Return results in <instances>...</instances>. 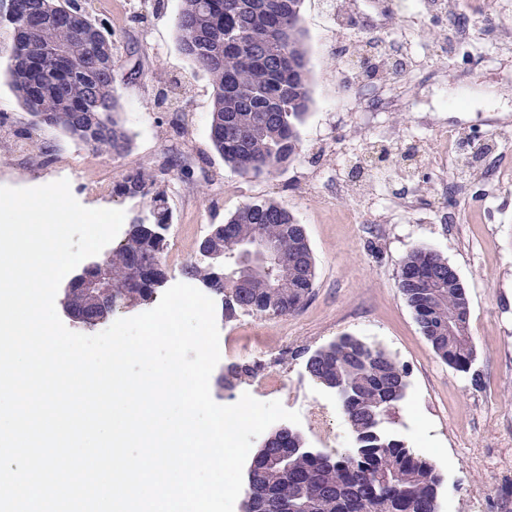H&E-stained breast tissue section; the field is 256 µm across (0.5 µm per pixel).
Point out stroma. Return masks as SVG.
<instances>
[{
	"label": "stroma",
	"mask_w": 512,
	"mask_h": 512,
	"mask_svg": "<svg viewBox=\"0 0 512 512\" xmlns=\"http://www.w3.org/2000/svg\"><path fill=\"white\" fill-rule=\"evenodd\" d=\"M391 14L382 29L362 14L339 20L340 0H304L310 103L300 128V156L276 172L246 177L225 166L208 139L212 86L181 53L180 0H97L96 19L118 35L114 86L120 119L132 140L120 157L88 150L57 127L33 125L13 93L7 55H0V186L29 188L68 180L88 208L133 214L140 198L114 194L133 170L153 173L166 191L173 224L164 253L169 283L196 252L210 225L242 204L282 203L304 224L316 262L307 302L294 314L269 318L216 308L226 352L210 377L221 405L242 394L302 411L307 400L333 405L327 443L300 423L307 448L350 449V429L334 391L305 371L307 357L350 334L385 349L407 371L406 396L383 420L389 435L411 449L425 446L442 476L440 512H512V0H462L470 36L457 45V18L432 0H373ZM396 42L406 68L394 86L410 111L379 113L366 124L368 81L344 56ZM487 139L490 152L473 169L506 173L495 187L468 184L446 166L444 132ZM185 169L170 167L171 155ZM448 191L427 188L439 167ZM361 192L340 197L337 185ZM441 252L467 290L476 358L469 372L435 355L398 288L402 258L412 249ZM259 362L256 378L224 388L226 365ZM283 386L270 388L269 375ZM481 384H474V377Z\"/></svg>",
	"instance_id": "35a3bbf8"
}]
</instances>
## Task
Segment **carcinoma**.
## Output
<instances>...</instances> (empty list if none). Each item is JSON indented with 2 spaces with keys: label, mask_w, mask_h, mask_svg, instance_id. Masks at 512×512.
I'll return each instance as SVG.
<instances>
[{
  "label": "carcinoma",
  "mask_w": 512,
  "mask_h": 512,
  "mask_svg": "<svg viewBox=\"0 0 512 512\" xmlns=\"http://www.w3.org/2000/svg\"><path fill=\"white\" fill-rule=\"evenodd\" d=\"M19 16H6L12 29L9 53L11 86L35 125L77 136L76 125L97 130L82 140L90 150L112 156L131 144L119 120L120 103L112 78L93 69L99 59H117L109 31L75 3L50 0L53 16L45 30L32 34ZM303 0H181L177 30L182 52L197 71L209 76L213 105L208 136L224 164L243 176L270 174L300 152V126L310 102L308 46L301 26ZM112 191L147 201L129 221L123 241L106 255L111 298L83 323L93 328L120 308L149 305L166 278L145 287L132 284L136 262L163 263L166 238L151 240L142 225L169 230L172 212L166 191L154 175L132 171ZM211 253H196L182 267L185 278L221 297L224 317L240 312L269 317L295 313L312 293L316 268L304 225L276 200L246 202L224 223L211 226ZM276 242L292 272L244 277L251 260L249 244ZM277 287H272V279ZM398 288L413 310L422 335L436 355L460 372L475 360L470 305L455 269L438 251L416 248L402 259ZM460 320L453 333L448 321ZM260 363H233L224 372L231 385L256 376ZM309 376L336 392L349 425L354 450L334 456L305 448L291 429L284 445L292 451L283 472L267 463L276 448H261L254 472L256 495L276 502L303 503V512H438L442 478L423 453L387 435L383 413L404 397L407 373L385 350L343 335L306 360Z\"/></svg>",
  "instance_id": "cac0c4a2"
}]
</instances>
